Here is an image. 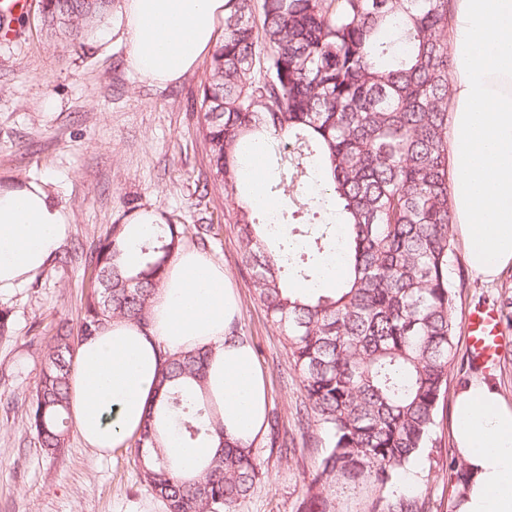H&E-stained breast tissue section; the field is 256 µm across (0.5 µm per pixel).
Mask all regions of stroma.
I'll use <instances>...</instances> for the list:
<instances>
[{
	"label": "stroma",
	"mask_w": 512,
	"mask_h": 512,
	"mask_svg": "<svg viewBox=\"0 0 512 512\" xmlns=\"http://www.w3.org/2000/svg\"><path fill=\"white\" fill-rule=\"evenodd\" d=\"M124 0L87 35L70 42L42 24V0L10 21L15 36L0 39V185L44 182L65 206L70 231L63 249H91L130 204L155 209L183 224L213 223L207 255L223 263L238 292L235 335L246 337L266 378L269 413L298 433L295 404L302 387L288 362L283 339L268 319L241 260L224 191L206 184L210 170L199 124V99L207 62L168 85L148 84L129 69ZM449 279L454 300L456 361L434 432L411 470V491L427 512H451L448 467L456 455L451 414L456 391L482 380L512 404V325L493 364H468L467 315L478 305L512 299V267L486 282L470 270L461 237L451 234ZM83 260L49 262L19 287L0 292L10 331L0 337V512H166L140 480L128 446L105 455L87 448L78 433L58 455L48 454L28 429L27 415L43 367V355L60 320L78 326L91 295ZM307 445L280 454L264 431L253 447L264 475L237 512H298L305 484L325 453L319 427Z\"/></svg>",
	"instance_id": "35a3bbf8"
}]
</instances>
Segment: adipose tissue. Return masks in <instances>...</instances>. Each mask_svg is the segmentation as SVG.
I'll return each mask as SVG.
<instances>
[{"instance_id":"obj_1","label":"adipose tissue","mask_w":512,"mask_h":512,"mask_svg":"<svg viewBox=\"0 0 512 512\" xmlns=\"http://www.w3.org/2000/svg\"><path fill=\"white\" fill-rule=\"evenodd\" d=\"M224 0H125L128 61L140 80H181L211 53ZM448 52V198L470 268L491 281L512 266V0H452ZM161 212L126 216L121 261L139 269L138 244ZM68 213L43 184L0 188V289L43 269L67 232ZM240 305L223 263L188 246L170 258L151 307L149 328L112 320L83 340L71 374V410L84 444L107 452L138 435L158 406L162 354L208 353L204 389L224 436L191 448L165 441L178 467L213 455L219 440L252 445L268 406L251 344L231 336ZM452 431L467 467L452 512H512V405L488 383L461 388Z\"/></svg>"}]
</instances>
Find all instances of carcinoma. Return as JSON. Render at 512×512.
<instances>
[{
    "instance_id": "cac0c4a2",
    "label": "carcinoma",
    "mask_w": 512,
    "mask_h": 512,
    "mask_svg": "<svg viewBox=\"0 0 512 512\" xmlns=\"http://www.w3.org/2000/svg\"><path fill=\"white\" fill-rule=\"evenodd\" d=\"M112 0H46L43 22L83 38ZM451 0H224V38L199 100L213 182L224 189L255 294L288 345L303 399L296 415L322 430L326 451L301 512H427L394 481L431 442L455 358L448 204ZM273 138L294 159L269 180L270 197L296 203L308 175L336 199L342 236L307 224L348 263L343 287L296 296L284 245L272 249L265 213L246 205L242 148ZM143 268L120 262L125 225L88 259L93 293L78 333L60 325L28 411L40 446L69 440V376L76 340L114 318L143 328L164 269L185 237L207 247L213 225H160ZM207 353L161 356L160 410L132 446L144 485L166 512H236L261 479L252 447L224 441L204 392ZM187 447L213 434L214 456L178 475L162 453L170 424Z\"/></svg>"
}]
</instances>
